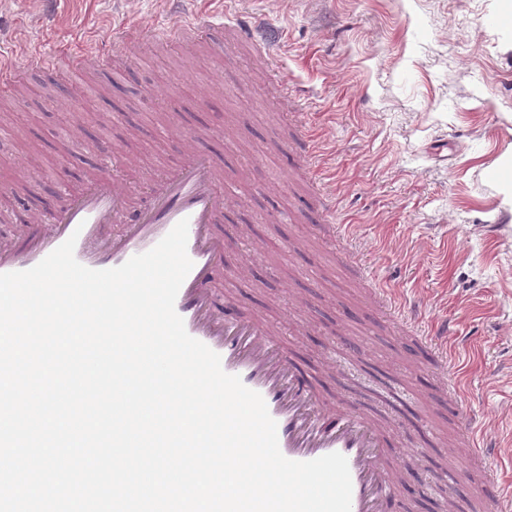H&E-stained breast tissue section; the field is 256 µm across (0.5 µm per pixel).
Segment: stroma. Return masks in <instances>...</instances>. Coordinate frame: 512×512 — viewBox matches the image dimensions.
I'll use <instances>...</instances> for the list:
<instances>
[{
	"instance_id": "obj_1",
	"label": "stroma",
	"mask_w": 512,
	"mask_h": 512,
	"mask_svg": "<svg viewBox=\"0 0 512 512\" xmlns=\"http://www.w3.org/2000/svg\"><path fill=\"white\" fill-rule=\"evenodd\" d=\"M7 0L10 33L51 48L98 34L84 70L57 64L0 102V238L25 246L32 214L64 205L100 163H115L130 205L183 159L181 143L220 160L237 198L217 231L219 303L260 318L325 402L378 422L403 458L407 512H443L475 494L448 482L463 438L429 351L400 337L374 305L423 303L448 323L460 384L490 441L512 431V13L500 0H231L213 26L261 24L272 58L246 41L176 45L159 37L181 19L167 0ZM139 25L131 50L113 21ZM302 125L315 170L290 142ZM35 183L15 194L18 173ZM360 245L351 263L333 237Z\"/></svg>"
}]
</instances>
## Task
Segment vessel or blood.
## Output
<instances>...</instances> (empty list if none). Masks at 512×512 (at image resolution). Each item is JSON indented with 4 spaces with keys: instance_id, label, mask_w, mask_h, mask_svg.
Instances as JSON below:
<instances>
[{
    "instance_id": "obj_1",
    "label": "vessel or blood",
    "mask_w": 512,
    "mask_h": 512,
    "mask_svg": "<svg viewBox=\"0 0 512 512\" xmlns=\"http://www.w3.org/2000/svg\"><path fill=\"white\" fill-rule=\"evenodd\" d=\"M8 40L0 34V90L14 87L23 68H42L49 59L39 53L26 56L17 66L14 54L5 53ZM127 188L117 175L92 178L79 194L50 218L49 229L34 227L35 245L16 252L0 248V273L29 269L69 237H76L74 254L92 269H110L132 256L152 249L180 220H188L187 253L193 268L178 292L175 309L189 335L221 357L226 373L239 376L249 389L261 394L277 423L282 454L291 460L309 461L338 452L349 465L352 480L351 512H386L395 500L398 478L386 462L383 429L343 406L318 402L302 376L290 368L281 348L262 323L246 321L217 310L213 283L224 268V244L214 239L225 208L236 196L234 188L217 179V161L205 154L189 155L184 164L159 188L151 209L125 223L111 245L89 252L86 243L99 224L111 223L125 210ZM453 329L446 324L425 334L440 368L448 366V340ZM487 443L470 436L462 457V470L474 473L487 454ZM450 512H512V486L493 479L481 481L470 503L450 504Z\"/></svg>"
}]
</instances>
